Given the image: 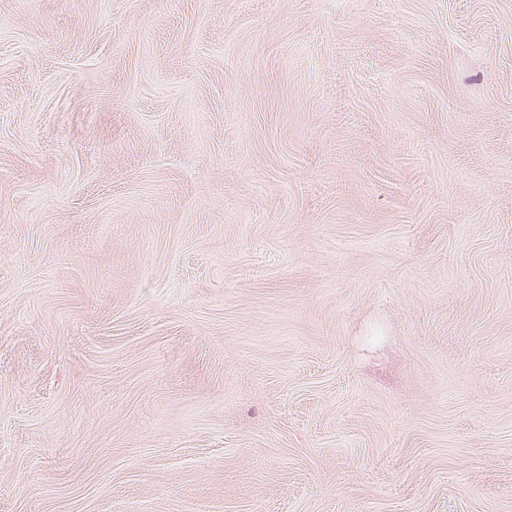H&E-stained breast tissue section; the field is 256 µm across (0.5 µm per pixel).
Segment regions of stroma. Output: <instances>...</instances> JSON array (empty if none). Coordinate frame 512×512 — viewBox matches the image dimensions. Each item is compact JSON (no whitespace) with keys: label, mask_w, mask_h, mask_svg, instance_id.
<instances>
[{"label":"stroma","mask_w":512,"mask_h":512,"mask_svg":"<svg viewBox=\"0 0 512 512\" xmlns=\"http://www.w3.org/2000/svg\"><path fill=\"white\" fill-rule=\"evenodd\" d=\"M0 512H512V0H0Z\"/></svg>","instance_id":"stroma-1"}]
</instances>
